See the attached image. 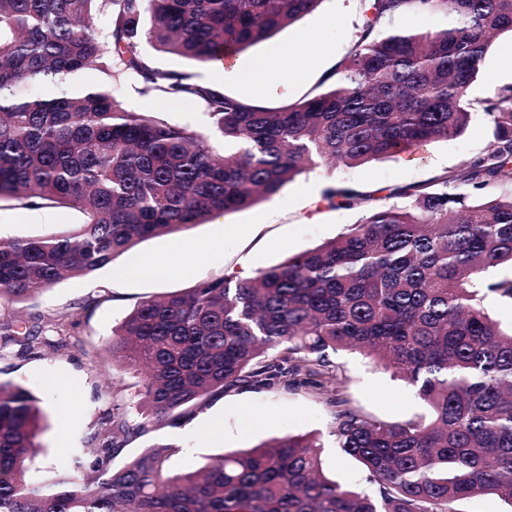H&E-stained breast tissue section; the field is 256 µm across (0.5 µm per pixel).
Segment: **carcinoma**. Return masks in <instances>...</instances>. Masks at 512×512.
<instances>
[{
  "label": "carcinoma",
  "instance_id": "obj_1",
  "mask_svg": "<svg viewBox=\"0 0 512 512\" xmlns=\"http://www.w3.org/2000/svg\"><path fill=\"white\" fill-rule=\"evenodd\" d=\"M323 0H0V199L72 208L73 231L0 238V298H31L96 271L141 240L279 195L323 162L355 168L492 126L482 153L430 181L378 191L336 184L325 209L362 210L345 232L243 278L235 273L139 303L112 331V362L143 370L136 411L174 426L242 389L308 388L332 408L329 436L376 490L322 470L319 434L284 435L166 475L169 446L113 460L143 425L118 396L87 459L49 483L27 477L45 414L0 381V512H457L491 494L512 504V328L484 299L512 302V85L470 89L490 39L512 34V0H363L357 40L321 92L270 108L163 71L142 53L202 65L235 57ZM437 19L441 26L421 24ZM98 69L103 84L81 76ZM138 92L198 102L224 138L121 106ZM0 315V346L67 348ZM359 349L416 390L427 413L391 422L353 406L329 353Z\"/></svg>",
  "mask_w": 512,
  "mask_h": 512
}]
</instances>
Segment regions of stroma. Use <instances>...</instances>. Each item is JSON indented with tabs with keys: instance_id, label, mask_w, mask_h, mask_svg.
Here are the masks:
<instances>
[{
	"instance_id": "1",
	"label": "stroma",
	"mask_w": 512,
	"mask_h": 512,
	"mask_svg": "<svg viewBox=\"0 0 512 512\" xmlns=\"http://www.w3.org/2000/svg\"><path fill=\"white\" fill-rule=\"evenodd\" d=\"M363 24L362 0H323L313 13L238 55L242 67L257 59L278 63L277 81L271 88L225 83V93L248 102L276 107L325 87V79L343 60ZM512 35L501 34L489 47L471 95L484 98L512 84V57L502 47ZM324 45L322 56L311 54V44ZM288 58H281V51ZM139 83L127 78L112 92L124 107L149 112L189 131L208 130L211 122L203 107L188 105L176 97L144 95ZM489 140V128L475 117L459 137L439 139L413 153L356 168L323 165L297 177L282 193L255 206L196 224L177 232L145 239L107 266L80 276L62 279L40 295L17 303L0 299V311L22 316L30 324L48 328L61 316L73 313L89 300L96 307L73 334L78 344L53 354H31L16 345L0 349V380L28 388L40 399L47 417L40 448L31 465V478L49 482L71 472L73 459L88 448V438L100 414L112 401L107 386L120 390L125 402L138 399L141 376L113 369L106 348L112 331L140 302L219 277L227 271L259 270L304 252L355 223L360 209L319 210L310 200L333 180H343L370 191L389 190L429 181L452 171L481 153ZM73 209L30 208L14 199L0 200V237L24 238L73 230L81 223ZM181 247L189 265L170 266L162 277H128L130 268L169 255ZM346 379V393L364 413L386 421H404L421 413L416 392L390 373L377 368L365 356L341 351L332 356ZM331 409L308 389L237 390L215 398L185 418L179 426L146 424L129 440L125 457H132L155 443L170 445V472L201 466L229 451L247 449L286 434L327 433ZM219 423L218 436L197 438V430Z\"/></svg>"
}]
</instances>
